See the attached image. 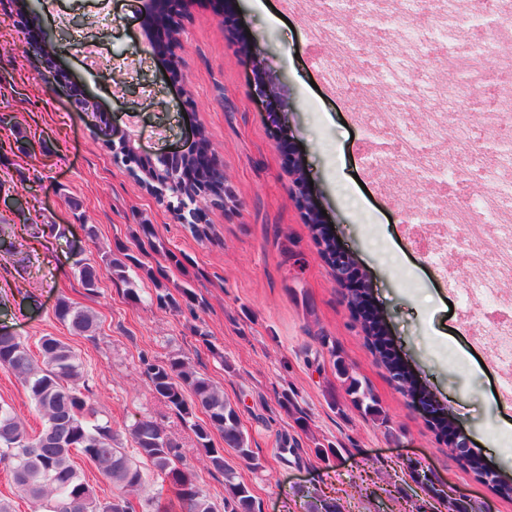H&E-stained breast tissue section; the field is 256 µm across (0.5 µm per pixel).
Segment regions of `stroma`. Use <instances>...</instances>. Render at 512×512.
Returning a JSON list of instances; mask_svg holds the SVG:
<instances>
[{
	"instance_id": "obj_1",
	"label": "stroma",
	"mask_w": 512,
	"mask_h": 512,
	"mask_svg": "<svg viewBox=\"0 0 512 512\" xmlns=\"http://www.w3.org/2000/svg\"><path fill=\"white\" fill-rule=\"evenodd\" d=\"M33 24L52 36L49 50L66 85L44 82L15 7L0 0V115L26 129L18 151L12 130L0 125V184L28 200L26 215L0 201V330L21 338L31 352L56 337L79 356L90 399L101 417L124 433L143 416L183 445L186 472L212 499L224 496V477L194 446V435L157 399L141 359L189 356L239 407L244 431L264 467L253 470L232 451L226 463L248 483L258 512H306L311 497L337 512H448L447 498L470 512H512V500L481 485L439 442L427 409L409 403L366 344L361 322L306 222L322 211L338 251L351 260L394 353L469 439L473 451L512 478V436L491 445L487 428L512 424L500 402L496 368L471 345L450 276L430 263L427 225L406 221L415 183L410 171L393 177L403 187L361 188L370 155L395 148L391 136L353 119L349 104L313 88L318 64L306 36L307 13L279 17L280 0L254 9L251 0H184L177 23V68L151 48L143 0H34ZM417 66L440 82L463 77L479 89L512 86L491 69H448L436 52ZM125 81L114 85L112 73ZM94 98L111 124L135 138L143 159L190 151L204 130L224 170L228 192L201 204L207 233L197 237L165 204L116 163L72 101ZM301 162L305 188L288 177ZM78 199L81 214L69 201ZM95 225L90 242L84 224ZM153 225L167 247L185 253L171 280L190 281L205 301L194 313L151 303L153 284L136 282L143 302L101 273L89 294L73 262L98 264L115 241L130 242L136 225ZM92 310L96 341L76 334L56 316L60 300ZM221 351L214 358L199 334ZM336 343L323 348L321 337ZM369 386L388 426L365 418L347 400L335 357ZM0 404L29 429L43 421L29 393L0 369ZM306 449L303 462L278 459L281 437ZM328 447L319 459L310 448ZM421 469L429 485L415 482ZM444 497H437V490Z\"/></svg>"
}]
</instances>
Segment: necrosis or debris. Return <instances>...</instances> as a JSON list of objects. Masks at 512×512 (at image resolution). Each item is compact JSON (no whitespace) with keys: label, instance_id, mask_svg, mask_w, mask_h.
<instances>
[{"label":"necrosis or debris","instance_id":"obj_1","mask_svg":"<svg viewBox=\"0 0 512 512\" xmlns=\"http://www.w3.org/2000/svg\"><path fill=\"white\" fill-rule=\"evenodd\" d=\"M468 12L484 9L485 0H466ZM457 0H395L394 17L402 30L400 47L425 48L431 36L443 33L446 19L457 16ZM309 8L317 21L309 28L312 41L333 43L334 58L323 69V80L341 91L347 99L356 93L339 61L348 56L349 41L328 25L324 17L334 14L336 0H310ZM512 32L497 30L491 36L471 44L465 57L469 66L493 65L512 70V54L503 50ZM378 59L385 95L374 112L361 113V120L393 136L398 144L394 155L382 160L377 168L379 181L400 194L392 182V172L399 167L416 176L432 170L455 174L457 169L474 171L487 192L473 197L456 191L448 198V208L435 229L437 248L431 255L446 263L449 254H458L469 269L467 279L457 281L456 294L464 301L479 300L490 307V314L467 320L470 337L481 343L490 361L501 371L503 399L512 398V147L500 151L494 163L483 161L486 143L512 132V93L498 94L489 111H472L480 91L473 84H433L413 81L398 65L397 53ZM438 93L445 102L441 112L423 113L427 135L438 144L437 150L418 155L411 116L421 111L425 97Z\"/></svg>","mask_w":512,"mask_h":512}]
</instances>
